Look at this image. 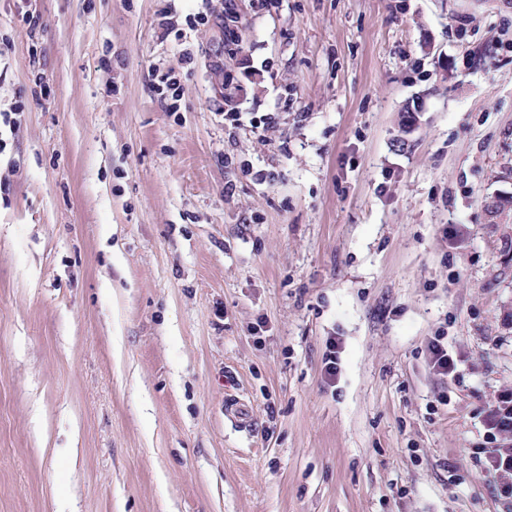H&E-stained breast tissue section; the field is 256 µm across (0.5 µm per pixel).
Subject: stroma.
Listing matches in <instances>:
<instances>
[{"mask_svg": "<svg viewBox=\"0 0 512 512\" xmlns=\"http://www.w3.org/2000/svg\"><path fill=\"white\" fill-rule=\"evenodd\" d=\"M19 106L0 512H512V0H0ZM432 367L442 377L455 379L457 373V359L448 353V345L436 338L430 344ZM484 428L487 441L475 454L495 475L500 495L512 498V388L498 393Z\"/></svg>", "mask_w": 512, "mask_h": 512, "instance_id": "obj_1", "label": "stroma"}]
</instances>
